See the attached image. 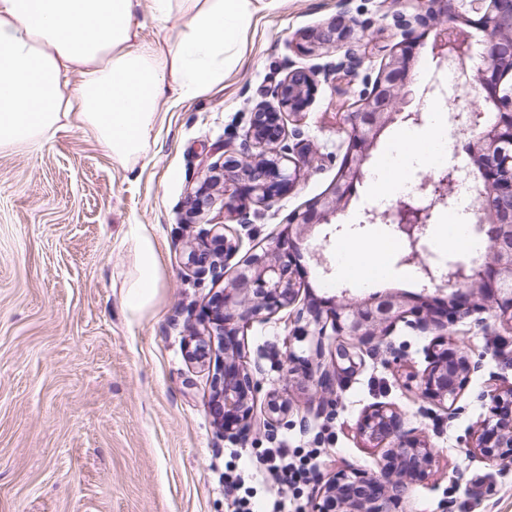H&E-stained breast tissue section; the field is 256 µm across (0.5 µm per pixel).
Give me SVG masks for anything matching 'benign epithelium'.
<instances>
[{
	"label": "benign epithelium",
	"instance_id": "7a95c632",
	"mask_svg": "<svg viewBox=\"0 0 512 512\" xmlns=\"http://www.w3.org/2000/svg\"><path fill=\"white\" fill-rule=\"evenodd\" d=\"M347 6L348 0H337L335 20L305 37L300 45L305 54L325 46L342 48L343 54L308 67L290 64L283 79L264 89L268 101L252 113L249 127L239 135V144L226 145L222 158L209 165L203 182L188 195L191 216H200L215 205L211 193L215 184L224 185V212L239 224L262 219L291 191L290 165H298L299 160L291 156L287 144L285 114L305 111L319 82L352 74L360 65L355 49L345 46L355 25ZM395 6L392 17L402 40L379 69L371 89L360 97L356 110L346 115L348 145L332 189L294 211L288 230L267 249L251 254L200 310L205 334L193 337L195 345L189 358L196 363L211 360L213 338L223 346L224 358L211 376L210 407L214 424L233 442L246 440L254 429L273 440L279 428L288 424V404L272 393L266 396L264 414H255V374L263 368L258 361L252 370L241 363L239 334L298 300L304 275L296 258L299 242L319 240L312 249L313 261L323 274L332 273L327 244L331 235L342 229L332 221L350 204L352 188L363 179L370 151L394 121L422 122L421 109L404 113L398 110L397 100L408 86L417 28H428L432 17L448 19V25L436 31L430 45L432 58L440 64L462 59L470 49L469 35L459 22L477 23L491 33L484 42V67L478 70L475 83L497 109L495 117L484 120L458 113L451 123L457 132L470 136L472 157L481 164V178L489 195L478 211L477 223L487 226L492 252L484 261L450 263L446 269L432 267L421 258L422 241L434 209L449 206L458 180L455 165L421 179L427 205L399 199L383 215L364 212L369 224L380 218L391 224L392 231L406 243L400 263L421 264L424 278L436 291H448L452 302L444 305L437 296L427 294L355 296L344 290L339 298L316 300L297 309L296 335L312 337L314 346V358L300 364L304 379L315 390L301 417V428L306 432L310 420L332 418L333 397L343 376L362 366L363 352L375 349L401 323L421 335L446 332L487 305L512 323V0H417L412 14L407 13L404 0H397ZM222 229L224 225L214 224L204 230L210 245L188 256V264L201 280L208 275L214 280L224 279L225 268L239 249ZM329 330L333 342L327 352ZM427 359L419 377L421 398L437 405H456L477 366L470 363L465 348L447 335L436 337ZM480 399L490 402V416L472 432L471 450L490 468L486 480L493 483L503 476L502 464L512 460V382L499 373H490ZM357 433L365 444L384 449L380 471H337L311 500L310 512H397L409 486L431 475L434 452L430 442L405 429L394 406L380 403L367 409Z\"/></svg>",
	"mask_w": 512,
	"mask_h": 512
}]
</instances>
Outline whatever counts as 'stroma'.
Segmentation results:
<instances>
[{"label": "stroma", "instance_id": "obj_1", "mask_svg": "<svg viewBox=\"0 0 512 512\" xmlns=\"http://www.w3.org/2000/svg\"><path fill=\"white\" fill-rule=\"evenodd\" d=\"M392 11V0H349L362 64L354 76L320 83L306 111L288 118V144L301 160L295 186L264 221L236 225V262L267 247L294 210L331 187L345 152V115L364 76L376 74L400 40ZM337 12L336 0L260 7L221 85L191 101H160L155 142L134 170L78 125L41 146L0 153V512H231L229 468L253 474L256 508L270 512L276 485L254 475L268 440L254 431L240 445L220 435L209 411V370L185 356L213 287L196 280L187 256L201 228L224 221L219 205L189 219L186 200L230 133L248 127L262 89L285 76L286 62L313 64L298 45ZM423 102L421 124H391L371 151L336 218L346 231L332 244L389 235L386 223L357 227L356 215L372 199L370 177L395 136L408 128L430 133L440 105ZM145 239L156 250L158 284L150 306L133 317L124 296ZM453 333L479 365L455 409L422 412L413 377L427 365L432 338L401 325L338 389L333 422L313 421L305 432L299 412L310 393L280 359L287 351L308 357L310 340L295 336L284 311L245 330V361L262 364V392L284 391L292 408L278 443L309 448L322 440L323 463L301 512H310L336 470L379 471L381 449L356 433L379 402L399 408L436 458L431 477L405 494L403 512H512V474L487 482L484 464L467 454L472 425L489 415L479 398L484 380L498 372L512 381V326L489 310L462 319Z\"/></svg>", "mask_w": 512, "mask_h": 512}]
</instances>
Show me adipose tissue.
Listing matches in <instances>:
<instances>
[{
	"mask_svg": "<svg viewBox=\"0 0 512 512\" xmlns=\"http://www.w3.org/2000/svg\"><path fill=\"white\" fill-rule=\"evenodd\" d=\"M159 25L177 22L176 37L147 43L138 16ZM252 0H0V151L37 146L78 124L124 168L143 158L161 98L190 100L224 79L237 61ZM78 82H71V75ZM435 123L429 138L400 132L374 172L372 187L389 197L403 187L404 168L447 151ZM388 240H354L336 251L339 274L383 270ZM157 259L140 247L138 275L125 305L140 313L152 301Z\"/></svg>",
	"mask_w": 512,
	"mask_h": 512,
	"instance_id": "1",
	"label": "adipose tissue"
}]
</instances>
